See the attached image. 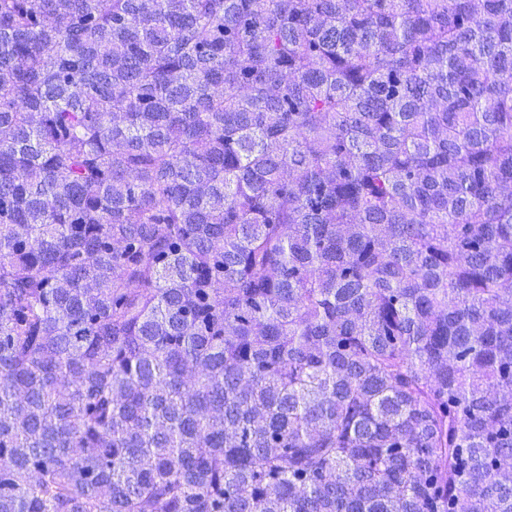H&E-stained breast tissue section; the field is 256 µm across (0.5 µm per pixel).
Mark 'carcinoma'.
<instances>
[{
    "instance_id": "1",
    "label": "carcinoma",
    "mask_w": 512,
    "mask_h": 512,
    "mask_svg": "<svg viewBox=\"0 0 512 512\" xmlns=\"http://www.w3.org/2000/svg\"><path fill=\"white\" fill-rule=\"evenodd\" d=\"M0 512H512V0H0Z\"/></svg>"
}]
</instances>
